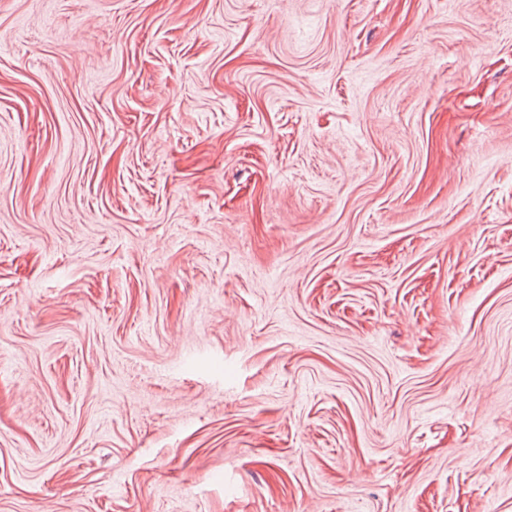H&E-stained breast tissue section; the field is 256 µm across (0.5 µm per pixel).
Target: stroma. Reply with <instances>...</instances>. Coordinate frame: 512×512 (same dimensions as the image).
Instances as JSON below:
<instances>
[{
	"mask_svg": "<svg viewBox=\"0 0 512 512\" xmlns=\"http://www.w3.org/2000/svg\"><path fill=\"white\" fill-rule=\"evenodd\" d=\"M0 512H512V0H0Z\"/></svg>",
	"mask_w": 512,
	"mask_h": 512,
	"instance_id": "stroma-1",
	"label": "stroma"
}]
</instances>
